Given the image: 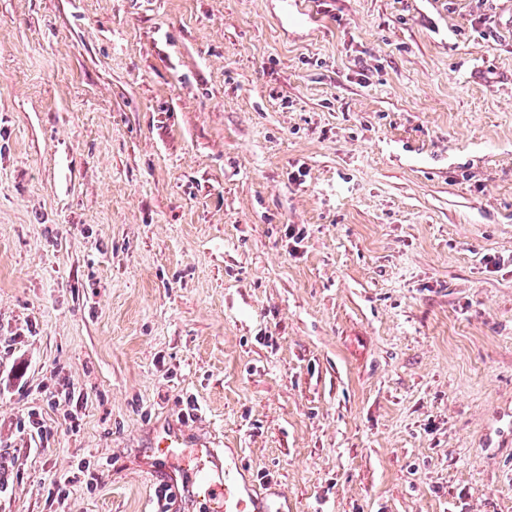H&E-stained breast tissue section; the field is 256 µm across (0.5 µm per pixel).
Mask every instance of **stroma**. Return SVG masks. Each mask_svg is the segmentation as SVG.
Masks as SVG:
<instances>
[{
  "mask_svg": "<svg viewBox=\"0 0 512 512\" xmlns=\"http://www.w3.org/2000/svg\"><path fill=\"white\" fill-rule=\"evenodd\" d=\"M180 415L281 512H512V0H0V512H156Z\"/></svg>",
  "mask_w": 512,
  "mask_h": 512,
  "instance_id": "obj_1",
  "label": "stroma"
}]
</instances>
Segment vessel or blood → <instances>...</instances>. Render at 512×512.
<instances>
[{"instance_id": "b4317fda", "label": "vessel or blood", "mask_w": 512, "mask_h": 512, "mask_svg": "<svg viewBox=\"0 0 512 512\" xmlns=\"http://www.w3.org/2000/svg\"><path fill=\"white\" fill-rule=\"evenodd\" d=\"M151 453L162 458L164 465L147 466L146 474L178 489L183 512H278L255 489L242 485L239 462H225L216 449L191 441L182 424L159 427Z\"/></svg>"}]
</instances>
